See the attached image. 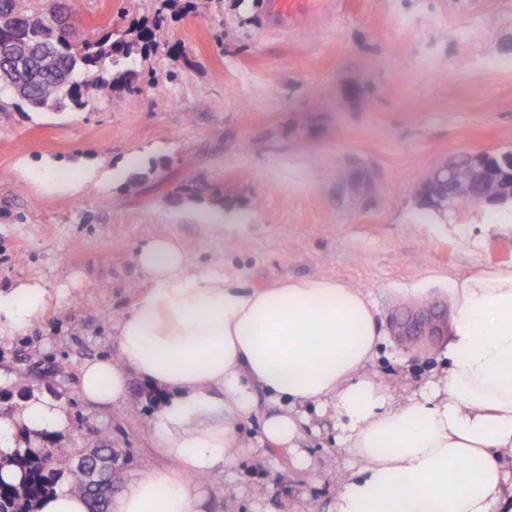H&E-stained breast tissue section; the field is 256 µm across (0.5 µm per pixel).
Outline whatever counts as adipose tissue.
<instances>
[{
	"label": "adipose tissue",
	"instance_id": "adipose-tissue-1",
	"mask_svg": "<svg viewBox=\"0 0 512 512\" xmlns=\"http://www.w3.org/2000/svg\"><path fill=\"white\" fill-rule=\"evenodd\" d=\"M136 263L150 286L118 322L121 358L85 363L80 395L115 404L142 379L160 397L153 438L171 465L123 483L110 512H207L200 479L245 443L307 468L329 414L347 455L330 512H512V265L453 281L441 373L402 394L369 372L390 331L363 289L324 276L244 288L223 265L191 264L172 235ZM47 300L37 279L0 290V335L27 333ZM69 427L59 401L33 393L0 418V456Z\"/></svg>",
	"mask_w": 512,
	"mask_h": 512
}]
</instances>
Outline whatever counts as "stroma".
Wrapping results in <instances>:
<instances>
[{
    "mask_svg": "<svg viewBox=\"0 0 512 512\" xmlns=\"http://www.w3.org/2000/svg\"><path fill=\"white\" fill-rule=\"evenodd\" d=\"M151 0H85L79 35L126 29ZM265 0H183L137 93L72 112L15 107L0 93V289L37 279L48 304L23 336L0 340V371L58 394L68 441L122 449L123 480L165 466L150 429L157 398L85 402L82 365L119 357L116 326L150 286L136 253L177 235L196 264L255 279L328 276L369 291L393 333L380 369L417 388L443 341L451 281L512 264V231L485 229L512 201L430 207L432 172L512 151V0H334L303 30H267ZM224 197L227 236L205 225ZM431 301L416 306L413 289ZM299 470L240 449L204 481L211 512H329L335 449Z\"/></svg>",
    "mask_w": 512,
    "mask_h": 512,
    "instance_id": "35a3bbf8",
    "label": "stroma"
}]
</instances>
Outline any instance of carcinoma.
<instances>
[{
	"label": "carcinoma",
	"mask_w": 512,
	"mask_h": 512,
	"mask_svg": "<svg viewBox=\"0 0 512 512\" xmlns=\"http://www.w3.org/2000/svg\"><path fill=\"white\" fill-rule=\"evenodd\" d=\"M169 2L159 0L151 22L132 33H94L73 44L67 29L56 26V21L59 15L79 14L81 0H67L60 14L29 8L24 0H0V89L49 111L85 109L91 88L112 104L115 88L132 89L139 80L129 62L160 48ZM178 192L189 197L210 195L224 202L204 182L186 183ZM120 456V450L110 444L79 448L49 438L35 448L28 443L11 460L22 473L21 481L0 479V512H33L36 500L63 479L84 496L89 512H108L112 491L121 482Z\"/></svg>",
	"instance_id": "1"
}]
</instances>
